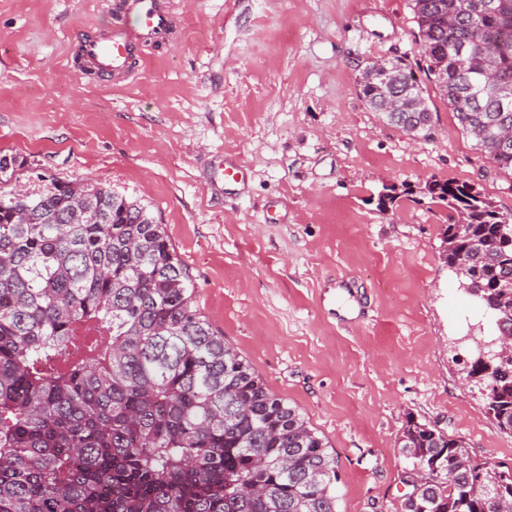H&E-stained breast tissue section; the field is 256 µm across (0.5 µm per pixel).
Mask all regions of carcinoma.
Instances as JSON below:
<instances>
[{"mask_svg": "<svg viewBox=\"0 0 512 512\" xmlns=\"http://www.w3.org/2000/svg\"><path fill=\"white\" fill-rule=\"evenodd\" d=\"M426 76L462 129L512 172V101L470 97L486 61L512 82V0H411ZM363 76L368 108L428 129L423 89L400 61ZM0 155V512H337L336 460L201 313L188 268L147 206L112 188L38 174ZM427 193L464 215L444 231L448 268L468 264L497 337L512 339V240L474 186ZM485 408L512 435V362L473 365ZM411 463L432 472L402 512H512V470L408 418Z\"/></svg>", "mask_w": 512, "mask_h": 512, "instance_id": "1", "label": "carcinoma"}]
</instances>
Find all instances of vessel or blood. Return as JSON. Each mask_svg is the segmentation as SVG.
<instances>
[{
	"mask_svg": "<svg viewBox=\"0 0 512 512\" xmlns=\"http://www.w3.org/2000/svg\"><path fill=\"white\" fill-rule=\"evenodd\" d=\"M112 28L81 47L83 59L100 81L126 76L134 69L136 49L169 42L175 35L177 19L169 0H114ZM245 171L236 165L215 162L208 173L211 184H238Z\"/></svg>",
	"mask_w": 512,
	"mask_h": 512,
	"instance_id": "vessel-or-blood-1",
	"label": "vessel or blood"
}]
</instances>
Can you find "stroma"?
Segmentation results:
<instances>
[{
    "label": "stroma",
    "mask_w": 512,
    "mask_h": 512,
    "mask_svg": "<svg viewBox=\"0 0 512 512\" xmlns=\"http://www.w3.org/2000/svg\"><path fill=\"white\" fill-rule=\"evenodd\" d=\"M111 0H0V154L146 205L196 301L336 459L337 512H402L407 418L512 470L455 342L495 321L443 260L456 216L429 182L474 185L512 213L497 169L430 82L411 0H172L178 35L126 80L67 58ZM422 79L431 130L389 125L360 96L371 63ZM236 162L245 183L204 173ZM395 188L389 211L380 194Z\"/></svg>",
    "instance_id": "stroma-1"
}]
</instances>
